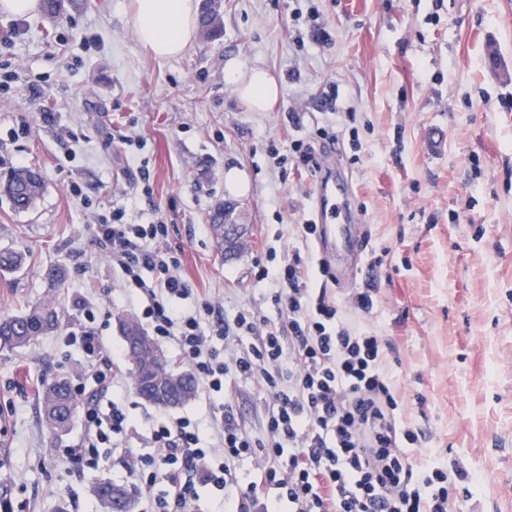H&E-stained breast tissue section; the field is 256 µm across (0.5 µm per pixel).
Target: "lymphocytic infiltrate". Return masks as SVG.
Listing matches in <instances>:
<instances>
[{
	"label": "lymphocytic infiltrate",
	"instance_id": "f902f5d3",
	"mask_svg": "<svg viewBox=\"0 0 512 512\" xmlns=\"http://www.w3.org/2000/svg\"><path fill=\"white\" fill-rule=\"evenodd\" d=\"M88 230L126 286L144 298L153 336L174 343L216 400L210 447H201L198 426L186 417L142 435L145 449L132 452L130 473L143 481V512H187L205 491L224 512H452L447 469L409 454L422 435L401 420L381 338L338 321L325 292L310 288L312 272L300 252L258 271L276 286L279 321L243 306L234 317L219 313L205 322L199 312L212 305L184 279L179 253L165 243L164 219L138 224L116 211ZM83 319L65 338L81 351L89 377L76 386L83 438L66 455L98 468L110 459L101 444L131 422L123 401L111 395L122 351L104 345L91 309ZM245 337L250 345L243 354L228 359L216 348ZM231 375L267 394L263 437L244 433L233 407L223 403ZM256 456L264 462L260 478L240 483L239 465Z\"/></svg>",
	"mask_w": 512,
	"mask_h": 512
}]
</instances>
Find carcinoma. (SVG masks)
I'll use <instances>...</instances> for the list:
<instances>
[{
  "label": "carcinoma",
  "instance_id": "obj_1",
  "mask_svg": "<svg viewBox=\"0 0 512 512\" xmlns=\"http://www.w3.org/2000/svg\"><path fill=\"white\" fill-rule=\"evenodd\" d=\"M221 0H205L202 6L200 24L208 34L219 29ZM43 191V184L37 172L27 167L13 169L0 182L4 193L13 207L26 211L33 207ZM24 253L12 248H0V279L19 272L24 264ZM66 270L60 263L45 270V279L56 289L63 286ZM63 324V315L52 297L24 307L17 314L0 315V351H13L29 347L39 339L57 331ZM165 395L168 401L180 407L196 395V383L188 373H180L176 383L169 386ZM40 410L45 427L52 438H59L72 428L79 408L71 379L62 374L44 383L39 394Z\"/></svg>",
  "mask_w": 512,
  "mask_h": 512
}]
</instances>
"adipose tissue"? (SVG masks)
I'll return each instance as SVG.
<instances>
[{"label": "adipose tissue", "mask_w": 512, "mask_h": 512, "mask_svg": "<svg viewBox=\"0 0 512 512\" xmlns=\"http://www.w3.org/2000/svg\"><path fill=\"white\" fill-rule=\"evenodd\" d=\"M197 0H135L134 25L139 42L154 56L181 55L196 37ZM239 100L251 111H269L280 87L265 69L242 73L228 69Z\"/></svg>", "instance_id": "ef3b65f1"}]
</instances>
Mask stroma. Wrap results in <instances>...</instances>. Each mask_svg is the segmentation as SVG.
Returning <instances> with one entry per match:
<instances>
[{"mask_svg": "<svg viewBox=\"0 0 512 512\" xmlns=\"http://www.w3.org/2000/svg\"><path fill=\"white\" fill-rule=\"evenodd\" d=\"M58 17L0 14V176L38 170L44 191L28 211L0 195V247L25 250V267L0 281V315L54 294L63 332L0 351V512H105L93 492L109 479L142 494L128 473L139 433L177 416L208 420L197 392L184 406H153L136 393L126 359L114 370L135 426L115 436L109 467L63 457L79 443L73 426L50 439L31 388L61 373L80 378L82 353L64 331L88 301L106 346H121L118 320L141 318V299L101 255L87 231L125 208L141 223L161 210L182 274L231 315L241 306L277 319L271 280L258 267L299 250L313 266L316 242L299 236L313 217L319 176L288 160L292 140L323 147L315 130L336 133L335 161L367 246L353 280L320 275L341 322L382 336L386 371L403 418L422 433L415 459L448 467L454 512H512V0H222L221 33L198 34L181 56L157 58L138 42L133 0H78ZM325 30L310 37L313 25ZM261 66L280 95L251 112L226 80L228 63ZM40 95H33L32 87ZM336 98L334 110L319 106ZM304 112L301 126L288 114ZM51 120H44V113ZM448 136L430 145L429 128ZM146 146L132 154L128 139ZM153 201L125 195L140 162ZM245 173L231 193L228 169ZM82 192L74 195L70 184ZM249 227L239 255L225 260L211 231L217 210ZM63 264L62 288L45 268ZM369 292L371 312L351 305ZM266 395L228 377L224 400L253 437L263 434Z\"/></svg>", "mask_w": 512, "mask_h": 512, "instance_id": "obj_1", "label": "stroma"}]
</instances>
